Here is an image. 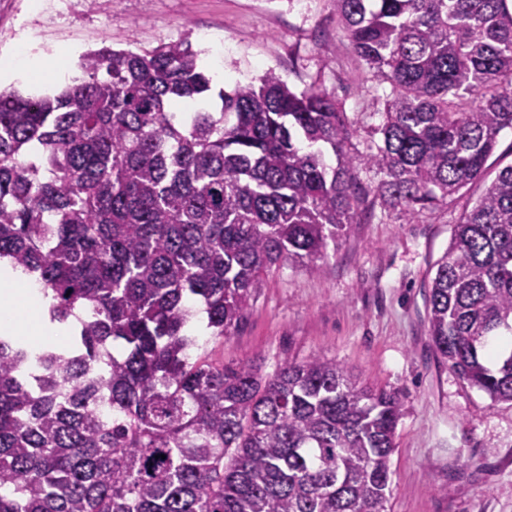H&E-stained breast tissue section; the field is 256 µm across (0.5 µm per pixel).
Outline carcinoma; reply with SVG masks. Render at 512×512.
I'll return each mask as SVG.
<instances>
[{"instance_id": "carcinoma-1", "label": "carcinoma", "mask_w": 512, "mask_h": 512, "mask_svg": "<svg viewBox=\"0 0 512 512\" xmlns=\"http://www.w3.org/2000/svg\"><path fill=\"white\" fill-rule=\"evenodd\" d=\"M333 3L390 86L362 156L335 95L273 69L203 106L182 43L92 50L53 96L0 92V262L71 330L0 333V512H385L397 392L332 359L265 377L206 347L273 267L318 271L358 223L355 166L408 224L482 177L512 129V0ZM428 319L459 379L512 403V350L488 351L512 336V165L453 226Z\"/></svg>"}]
</instances>
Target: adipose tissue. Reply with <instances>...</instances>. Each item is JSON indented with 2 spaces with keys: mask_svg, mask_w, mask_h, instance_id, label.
I'll use <instances>...</instances> for the list:
<instances>
[{
  "mask_svg": "<svg viewBox=\"0 0 512 512\" xmlns=\"http://www.w3.org/2000/svg\"><path fill=\"white\" fill-rule=\"evenodd\" d=\"M4 332L41 343L60 340L67 330L46 326L36 285L17 272L0 285V333Z\"/></svg>",
  "mask_w": 512,
  "mask_h": 512,
  "instance_id": "1",
  "label": "adipose tissue"
}]
</instances>
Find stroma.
Masks as SVG:
<instances>
[{
	"mask_svg": "<svg viewBox=\"0 0 512 512\" xmlns=\"http://www.w3.org/2000/svg\"><path fill=\"white\" fill-rule=\"evenodd\" d=\"M181 41L205 72L223 69L225 86L272 68L294 92L334 93L354 127L346 154L368 152L384 86L350 49L332 0H0V61L25 50L54 70L45 82L0 80V91L51 93L79 77L80 54ZM509 164L507 129L484 178L432 216L408 224L368 208L318 272L272 269L245 318L208 346L215 360H254L269 375L290 361L333 359L363 384L398 392L386 512H512V403L491 402L448 368L426 312L453 225Z\"/></svg>",
	"mask_w": 512,
	"mask_h": 512,
	"instance_id": "stroma-1",
	"label": "stroma"
}]
</instances>
